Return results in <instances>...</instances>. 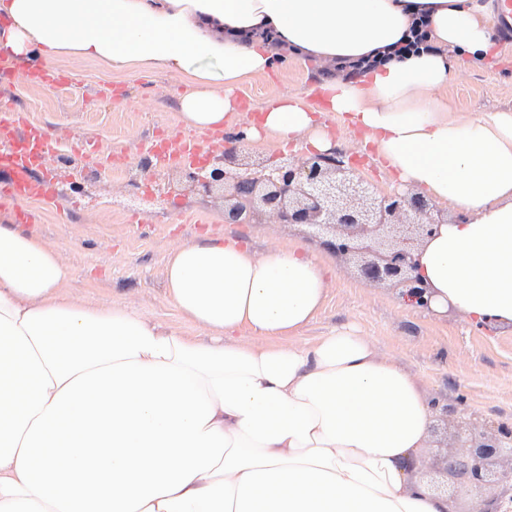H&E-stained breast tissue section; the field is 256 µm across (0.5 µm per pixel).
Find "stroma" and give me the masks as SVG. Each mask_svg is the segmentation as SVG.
Wrapping results in <instances>:
<instances>
[{
  "label": "stroma",
  "instance_id": "35a3bbf8",
  "mask_svg": "<svg viewBox=\"0 0 512 512\" xmlns=\"http://www.w3.org/2000/svg\"><path fill=\"white\" fill-rule=\"evenodd\" d=\"M452 76L442 91L451 111L480 116L512 109V38L496 34L480 63L449 56ZM56 67L76 72L74 88H39L17 84L13 94L31 118L54 133L56 154L73 165H56L59 195L35 204L36 223L24 230L58 250L73 270L66 290L78 301L127 305L150 321L198 339L205 330L187 319L168 296L163 269L175 247L210 238L231 239L263 251L305 237L298 226L229 224L221 196L181 190L179 170L140 166L142 141L161 129L182 132L177 122L182 80L163 71L130 78L91 61L59 59ZM321 71L307 56L288 55L276 71L251 79L237 89L245 112L237 123L254 119L255 106L276 93L319 86ZM153 87L141 105L143 84ZM125 87L116 101L106 85ZM95 142L99 156L81 154L80 144ZM88 175L81 192H73L76 174ZM394 288L372 282L351 265H337L315 320L294 336L297 344L351 326L371 337L379 352L414 373L423 390L439 404L463 403L468 414L512 423V332L471 325L454 312L437 316L400 307Z\"/></svg>",
  "mask_w": 512,
  "mask_h": 512
}]
</instances>
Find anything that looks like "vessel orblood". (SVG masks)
<instances>
[{
	"label": "vessel or blood",
	"instance_id": "obj_1",
	"mask_svg": "<svg viewBox=\"0 0 512 512\" xmlns=\"http://www.w3.org/2000/svg\"><path fill=\"white\" fill-rule=\"evenodd\" d=\"M23 82L35 87L62 88L79 84L78 76L58 70L50 63L23 62L0 49V86ZM197 134L168 135L156 132L144 146V154L159 163H193L205 150ZM53 137L43 124L19 112L12 100L0 95V199L17 205V219L31 223L24 211L27 203L55 198L56 186L47 166Z\"/></svg>",
	"mask_w": 512,
	"mask_h": 512
}]
</instances>
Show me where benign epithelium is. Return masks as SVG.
<instances>
[{
	"mask_svg": "<svg viewBox=\"0 0 512 512\" xmlns=\"http://www.w3.org/2000/svg\"><path fill=\"white\" fill-rule=\"evenodd\" d=\"M192 192L224 195L229 224H287L306 228L344 262H360L373 282L400 287L422 307L429 304L415 275L419 250L438 234L444 218L423 196L376 194L345 158L332 151L251 160L236 146L212 163L182 169ZM447 448L443 471L461 486L489 497L493 508L512 494V424H481L445 407Z\"/></svg>",
	"mask_w": 512,
	"mask_h": 512,
	"instance_id": "benign-epithelium-1",
	"label": "benign epithelium"
}]
</instances>
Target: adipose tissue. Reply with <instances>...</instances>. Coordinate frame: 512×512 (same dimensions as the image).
<instances>
[{
    "label": "adipose tissue",
    "instance_id": "ef3b65f1",
    "mask_svg": "<svg viewBox=\"0 0 512 512\" xmlns=\"http://www.w3.org/2000/svg\"><path fill=\"white\" fill-rule=\"evenodd\" d=\"M0 13L16 57L179 76L178 121L198 132L232 121L236 88L274 69L262 30L332 68L392 52L427 16L432 51L325 76L328 109L399 188L450 208L419 253L431 312L512 329V110L472 116L439 95L449 52L478 62L492 44L484 0H0ZM246 132L332 148L303 91L270 97ZM332 267L300 240L176 247L164 278L210 331L197 343L134 308L62 296L60 253L0 222V512H450L419 474L436 410L412 372L351 327L268 342L313 321ZM244 328L263 344L238 343Z\"/></svg>",
    "mask_w": 512,
    "mask_h": 512
}]
</instances>
